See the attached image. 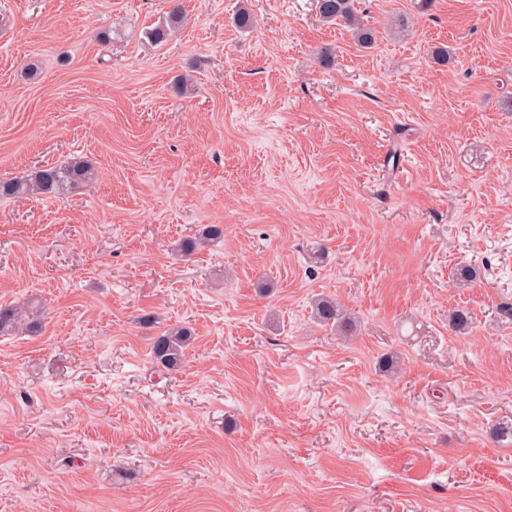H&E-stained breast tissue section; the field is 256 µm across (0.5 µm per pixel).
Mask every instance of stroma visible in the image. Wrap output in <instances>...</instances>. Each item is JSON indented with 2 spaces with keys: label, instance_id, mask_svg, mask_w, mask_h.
<instances>
[{
  "label": "stroma",
  "instance_id": "35a3bbf8",
  "mask_svg": "<svg viewBox=\"0 0 512 512\" xmlns=\"http://www.w3.org/2000/svg\"><path fill=\"white\" fill-rule=\"evenodd\" d=\"M182 3L0 0V512H512V0ZM179 1L180 0H170L171 8L167 13L165 22L146 31V36L151 41L156 43L164 42L177 28H179L184 19ZM354 0H318L321 17L329 23L343 20L353 29L357 41L370 45L374 41V32L370 28L360 27ZM96 179L94 166L84 160L62 166H46L26 177L0 179V198L56 197L68 189L86 186ZM315 318L324 325H331L339 332H351L353 320L344 307L331 298H320L314 302ZM39 309L35 303L23 306L0 305V336L33 329L38 325ZM192 336V330L187 327H174L157 336L151 346L153 362L166 371L179 370L184 364Z\"/></svg>",
  "mask_w": 512,
  "mask_h": 512
}]
</instances>
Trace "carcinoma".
Returning a JSON list of instances; mask_svg holds the SVG:
<instances>
[{"instance_id": "1", "label": "carcinoma", "mask_w": 512, "mask_h": 512, "mask_svg": "<svg viewBox=\"0 0 512 512\" xmlns=\"http://www.w3.org/2000/svg\"><path fill=\"white\" fill-rule=\"evenodd\" d=\"M171 8L165 22L146 31L153 42L161 43L179 28L184 19L179 0H170ZM321 17L334 23L338 20L353 29L357 41L370 45L374 41V32L359 26L354 0H318ZM96 179L94 166L84 160L72 161L62 166H46L25 177L0 179V198L11 199L26 196L55 197L64 191L86 186ZM224 227L213 224L195 239H186L179 250L190 254L199 247L221 238ZM479 276L476 267L464 265L457 268L453 279L457 286L464 287ZM315 318L324 325H331L339 332L353 330V320L344 307L331 298H320L314 302ZM39 309L34 303L22 306L0 305V336L11 335L22 329H33L38 325ZM451 329L464 334L471 328V316L464 309H456L449 315ZM192 341V330L187 327H174L158 336L151 346L153 362L166 371L179 370L185 361L186 350Z\"/></svg>"}]
</instances>
